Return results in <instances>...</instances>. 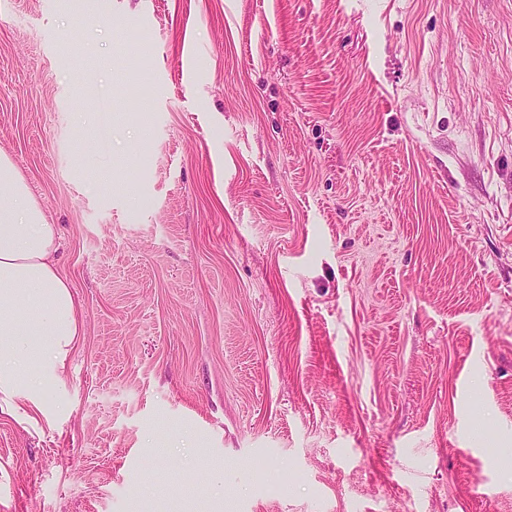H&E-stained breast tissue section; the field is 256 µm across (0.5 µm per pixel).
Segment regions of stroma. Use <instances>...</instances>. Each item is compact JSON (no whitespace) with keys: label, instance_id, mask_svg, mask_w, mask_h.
Masks as SVG:
<instances>
[{"label":"stroma","instance_id":"stroma-1","mask_svg":"<svg viewBox=\"0 0 512 512\" xmlns=\"http://www.w3.org/2000/svg\"><path fill=\"white\" fill-rule=\"evenodd\" d=\"M0 153L81 325L0 512H512V0H0Z\"/></svg>","mask_w":512,"mask_h":512}]
</instances>
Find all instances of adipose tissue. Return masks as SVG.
<instances>
[{"instance_id":"obj_1","label":"adipose tissue","mask_w":512,"mask_h":512,"mask_svg":"<svg viewBox=\"0 0 512 512\" xmlns=\"http://www.w3.org/2000/svg\"><path fill=\"white\" fill-rule=\"evenodd\" d=\"M59 230L46 223L11 160L0 155V391L51 360L64 370L79 334L68 281L55 261Z\"/></svg>"}]
</instances>
